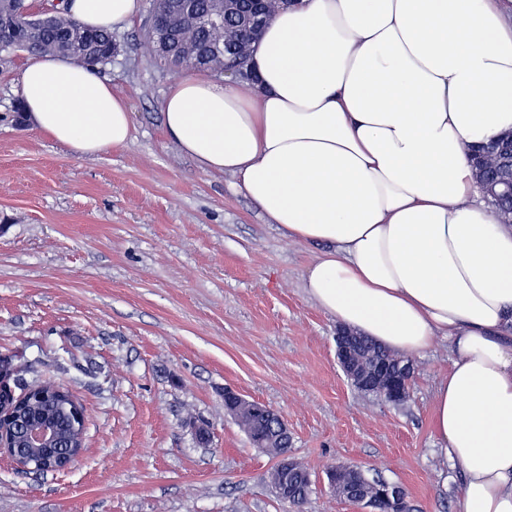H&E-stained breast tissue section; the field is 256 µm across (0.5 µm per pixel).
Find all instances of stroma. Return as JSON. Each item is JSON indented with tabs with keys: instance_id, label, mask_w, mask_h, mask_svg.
Listing matches in <instances>:
<instances>
[{
	"instance_id": "1",
	"label": "stroma",
	"mask_w": 512,
	"mask_h": 512,
	"mask_svg": "<svg viewBox=\"0 0 512 512\" xmlns=\"http://www.w3.org/2000/svg\"><path fill=\"white\" fill-rule=\"evenodd\" d=\"M144 24L113 28L120 51L99 71L132 138L93 157L17 120L27 55L0 52V358L86 410L71 469L0 458V512H289L267 481L274 458L224 412L228 387L287 421L312 474L304 512H362L330 492L338 464L402 486L412 512H458L462 473L433 422L447 339L415 355L404 405L353 388L336 320L304 286L323 246L288 240L233 176L166 137L161 103L182 73L150 62Z\"/></svg>"
}]
</instances>
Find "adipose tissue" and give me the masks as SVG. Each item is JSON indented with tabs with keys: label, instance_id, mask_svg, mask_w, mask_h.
Returning <instances> with one entry per match:
<instances>
[{
	"label": "adipose tissue",
	"instance_id": "1",
	"mask_svg": "<svg viewBox=\"0 0 512 512\" xmlns=\"http://www.w3.org/2000/svg\"><path fill=\"white\" fill-rule=\"evenodd\" d=\"M113 29L140 0H69ZM257 81L194 72L163 127L288 239L326 245L317 305L400 353H453L434 424L463 475L458 512H512V225L478 199L469 147L512 131V25L501 0H298L251 53ZM25 118L77 156L123 148L130 114L84 65L30 57Z\"/></svg>",
	"mask_w": 512,
	"mask_h": 512
}]
</instances>
